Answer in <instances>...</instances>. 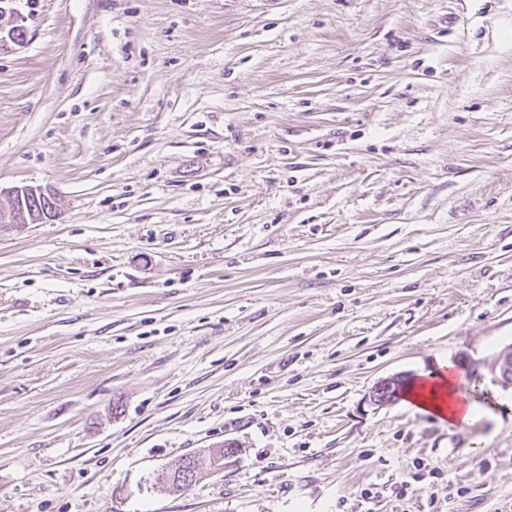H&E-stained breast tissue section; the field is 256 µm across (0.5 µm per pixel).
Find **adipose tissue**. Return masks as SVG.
I'll return each instance as SVG.
<instances>
[{
    "label": "adipose tissue",
    "mask_w": 512,
    "mask_h": 512,
    "mask_svg": "<svg viewBox=\"0 0 512 512\" xmlns=\"http://www.w3.org/2000/svg\"><path fill=\"white\" fill-rule=\"evenodd\" d=\"M412 401L452 424H466L473 419L477 405L468 389L462 388L451 364L441 365L433 380L416 385Z\"/></svg>",
    "instance_id": "ef3b65f1"
}]
</instances>
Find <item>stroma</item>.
<instances>
[{"label": "stroma", "instance_id": "1", "mask_svg": "<svg viewBox=\"0 0 512 512\" xmlns=\"http://www.w3.org/2000/svg\"><path fill=\"white\" fill-rule=\"evenodd\" d=\"M22 186L57 215L0 224V512H512V0H5ZM443 363L470 423L368 403ZM412 467L415 470L410 476L413 482L404 480L391 485L390 490L392 494H395V497L405 498L409 493L412 495L414 491L422 490L424 486H421L420 483H422L427 476L432 478L440 476L433 468H429L428 464H424V462L421 461L412 463Z\"/></svg>", "mask_w": 512, "mask_h": 512}]
</instances>
